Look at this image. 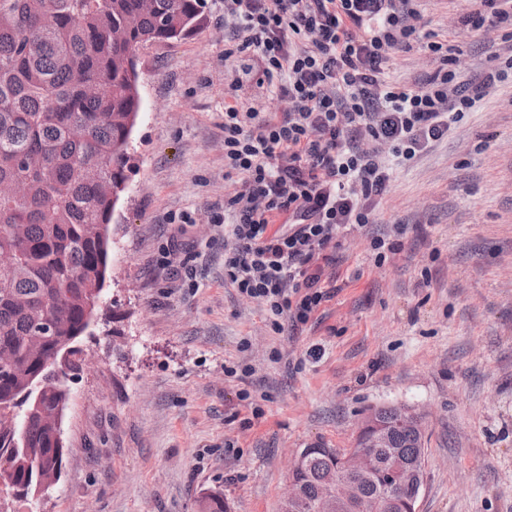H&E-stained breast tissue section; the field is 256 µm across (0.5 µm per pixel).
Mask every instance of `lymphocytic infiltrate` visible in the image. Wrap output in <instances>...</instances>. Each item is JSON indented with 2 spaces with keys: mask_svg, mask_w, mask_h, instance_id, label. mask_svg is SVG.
<instances>
[{
  "mask_svg": "<svg viewBox=\"0 0 512 512\" xmlns=\"http://www.w3.org/2000/svg\"><path fill=\"white\" fill-rule=\"evenodd\" d=\"M417 0H224L228 55L257 56V85L289 107H224V279L291 325L306 323L334 279L340 238L366 228L388 192L394 162L447 137L488 88L512 76V55L459 80L453 48L430 41L439 67L422 86L390 76L395 53L420 42ZM474 32L505 29L512 0H481L460 16Z\"/></svg>",
  "mask_w": 512,
  "mask_h": 512,
  "instance_id": "1",
  "label": "lymphocytic infiltrate"
}]
</instances>
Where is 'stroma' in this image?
I'll return each mask as SVG.
<instances>
[{"label":"stroma","instance_id":"obj_1","mask_svg":"<svg viewBox=\"0 0 512 512\" xmlns=\"http://www.w3.org/2000/svg\"><path fill=\"white\" fill-rule=\"evenodd\" d=\"M472 0H426L427 31L454 45L470 80L511 47L454 26ZM199 29L141 49L132 168L109 226L111 249L89 364L69 384L59 484L16 512H279L302 448H350L373 408L423 417L418 512H512V84L400 168L366 231L336 251V290L307 323L276 328L224 280V103L273 112L252 55L225 57L224 0H201ZM439 64L421 45L391 74L418 85ZM189 224H182V217ZM406 225L375 262L373 237ZM177 285L156 266L169 239ZM247 368L229 377L225 367Z\"/></svg>","mask_w":512,"mask_h":512}]
</instances>
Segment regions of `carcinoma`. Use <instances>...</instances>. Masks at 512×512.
I'll return each mask as SVG.
<instances>
[{
  "mask_svg": "<svg viewBox=\"0 0 512 512\" xmlns=\"http://www.w3.org/2000/svg\"><path fill=\"white\" fill-rule=\"evenodd\" d=\"M200 0H0V183L21 178L22 194L0 199V468L7 487L27 501L52 488L65 452L56 448L50 412L65 407L67 378L83 369L78 339L101 301L108 270L112 201L101 181L125 184L131 168L127 119L139 111L124 64L130 53L184 38ZM133 17L134 28L113 34ZM85 127L75 138L71 129ZM54 323L44 347L36 327ZM390 425V448H375V466L357 477L382 512H407L410 494L387 471L393 451L425 462L421 427L401 425L405 407L376 408ZM348 449L312 450L292 468L296 499L281 512H321Z\"/></svg>",
  "mask_w": 512,
  "mask_h": 512,
  "instance_id": "cac0c4a2",
  "label": "carcinoma"
}]
</instances>
